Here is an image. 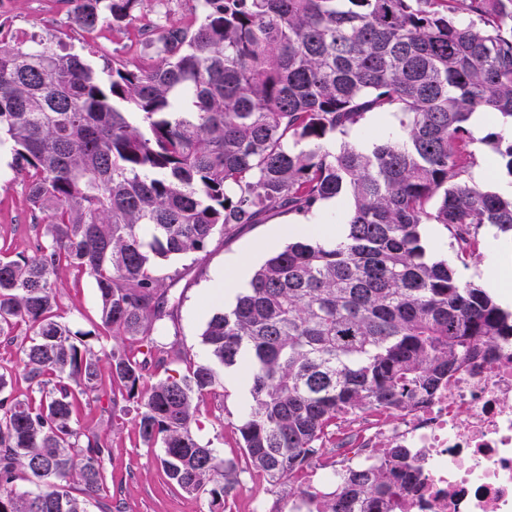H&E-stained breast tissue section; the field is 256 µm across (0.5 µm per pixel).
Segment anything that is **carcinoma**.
Wrapping results in <instances>:
<instances>
[{
	"label": "carcinoma",
	"mask_w": 512,
	"mask_h": 512,
	"mask_svg": "<svg viewBox=\"0 0 512 512\" xmlns=\"http://www.w3.org/2000/svg\"><path fill=\"white\" fill-rule=\"evenodd\" d=\"M65 2L95 32L122 27L141 0ZM201 13L144 23L156 59L134 69L0 34V146L47 214L32 254L0 260V336L26 326L32 392L15 397L0 374V512H112L100 501L109 448L77 426L105 373L112 407L135 405L170 483L216 503L242 483L194 434L197 400L220 384L214 364L245 372L241 454L286 488L343 413L416 405L512 336V312L421 236L443 225L463 265L486 228L512 237V197L467 178L471 117L512 118V0H201ZM374 112L400 115L401 136L345 140ZM485 141L512 177V136ZM338 195L343 233L272 254L207 321L210 360L156 378L180 358L159 341L180 298L155 267ZM64 270L95 282L100 323L75 331L58 313ZM118 336L149 348H95ZM412 471L407 449L384 444L338 490L299 494L307 512H391Z\"/></svg>",
	"instance_id": "carcinoma-1"
}]
</instances>
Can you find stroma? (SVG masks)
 Instances as JSON below:
<instances>
[{"label":"stroma","instance_id":"35a3bbf8","mask_svg":"<svg viewBox=\"0 0 512 512\" xmlns=\"http://www.w3.org/2000/svg\"><path fill=\"white\" fill-rule=\"evenodd\" d=\"M67 10L66 0H6L0 8V31L46 40L58 37L76 52L90 45L97 56L116 59L131 68L144 63L142 46L136 40L109 28L85 32L69 23ZM294 220L288 213L269 215L263 223L240 228L233 237L215 238L203 256L173 260L161 268V276H176L174 289L182 295V303L168 323V336L185 356L170 365V375L186 373L190 364L207 359L202 342L205 325L213 314L232 306L215 288L225 270L265 242H272L277 250L284 247L288 237L280 229ZM43 224V214L35 212L28 200L24 175L15 170L9 149L0 148V259L32 254L41 241ZM511 268L512 254L489 246L468 266L459 267L458 275L462 281L486 286ZM61 280L60 314L70 319L74 328H86L99 317L95 284L69 271L62 272ZM28 341L22 325L14 328L9 339H0V373L10 377L13 392L20 398L31 394L19 362ZM220 376V387L199 403L195 435L224 459L237 462L241 451L233 427L243 419L251 396L248 386L237 381L234 370L221 369ZM80 424L108 437L105 493L112 498V512H210L208 495L188 494L169 483L158 464L157 449L141 443L134 413L113 410L109 393H101L92 414L81 416ZM242 480V489L228 498L223 512H286L287 494L272 492L265 479L253 472L243 473Z\"/></svg>","mask_w":512,"mask_h":512}]
</instances>
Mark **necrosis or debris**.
<instances>
[{
  "instance_id": "obj_1",
  "label": "necrosis or debris",
  "mask_w": 512,
  "mask_h": 512,
  "mask_svg": "<svg viewBox=\"0 0 512 512\" xmlns=\"http://www.w3.org/2000/svg\"><path fill=\"white\" fill-rule=\"evenodd\" d=\"M382 440L408 448L414 468L394 512H512V336L500 337L490 363L464 367L424 406L345 414L330 439L337 453L293 481L329 485L369 462Z\"/></svg>"
}]
</instances>
